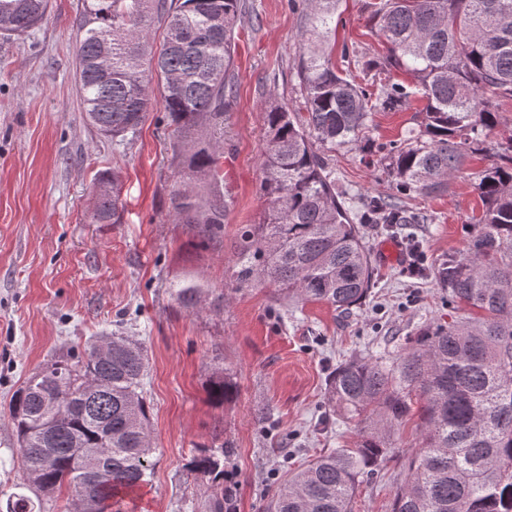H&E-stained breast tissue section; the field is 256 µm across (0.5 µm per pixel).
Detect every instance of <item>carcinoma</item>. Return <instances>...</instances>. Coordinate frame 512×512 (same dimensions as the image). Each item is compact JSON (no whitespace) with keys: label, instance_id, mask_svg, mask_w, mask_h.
I'll use <instances>...</instances> for the list:
<instances>
[{"label":"carcinoma","instance_id":"carcinoma-1","mask_svg":"<svg viewBox=\"0 0 512 512\" xmlns=\"http://www.w3.org/2000/svg\"><path fill=\"white\" fill-rule=\"evenodd\" d=\"M333 0H309L325 27ZM49 0H0V37H21L45 18ZM242 0H84L76 19V81L87 120L103 135L135 134L153 107L150 80L162 82V111L174 127L172 164L191 189L171 194V216L204 236L224 231L232 205L224 193L223 146L208 130L224 123L233 87L234 36ZM373 20L387 43L385 69L408 72L372 98L329 58H302L306 116L270 98L260 192L265 218L242 233L239 285L262 277L280 294L348 312L374 285L375 269L359 224L337 200L325 152L362 138L372 112L403 99L424 101L422 118L381 158L404 192L434 193L482 150L500 124L492 98H512V0H380ZM164 29L160 48L151 41ZM498 162L475 173L483 202L460 255L433 275L448 303L476 309L433 321L393 362L354 356L329 378L330 401L356 421L352 448H336L294 473L272 493L268 512H351L359 478L395 447L390 432L424 398L422 440L409 460L393 512H512V129L493 147ZM117 179H98L94 224H117ZM360 224L392 228L420 218L371 200ZM112 339V355L98 349ZM92 340L56 360L13 393L9 408L24 483L48 496L66 485L78 512H123L125 498L148 484L152 448L143 395L142 343L122 332ZM70 385L58 416L46 399ZM216 376L213 402L233 396ZM224 448L201 446L189 471L224 479ZM7 512H41L23 493Z\"/></svg>","mask_w":512,"mask_h":512}]
</instances>
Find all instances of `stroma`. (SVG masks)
Segmentation results:
<instances>
[{"label": "stroma", "mask_w": 512, "mask_h": 512, "mask_svg": "<svg viewBox=\"0 0 512 512\" xmlns=\"http://www.w3.org/2000/svg\"><path fill=\"white\" fill-rule=\"evenodd\" d=\"M243 2L223 136L224 186L233 205L214 240L169 215L183 175L171 164L174 132L162 112L151 110L136 134L114 140L86 122L75 83V20L83 0H51L39 27L0 38L1 499L14 493L21 475L9 414L13 392L92 337L122 331L148 356L153 472L127 512H208L225 488L232 492L227 512H267L289 472L357 438L356 423L337 416L329 401L336 367L354 354L395 360L423 325L448 316L447 290L401 261H378L370 297L347 314L288 300L269 283L238 285L239 237L265 207L259 181L268 96L300 108L305 49L343 69V47L354 48L359 64L351 77L375 92L386 75L374 0H338L327 34L313 39L304 0ZM422 106L410 99L374 112L364 141L337 147L328 163L349 215L366 197L427 214V223L408 225L406 233L432 261L463 252L466 225L482 209L471 174L493 156L473 155L445 191L401 193L380 159L414 126ZM104 173L116 175L121 187L116 224L90 221ZM187 281L202 287L193 306L174 295ZM220 373L236 392L218 406L208 389ZM413 405L397 448L359 483L352 512H392L421 442V399ZM203 444L223 448V483L188 470Z\"/></svg>", "instance_id": "stroma-1"}]
</instances>
